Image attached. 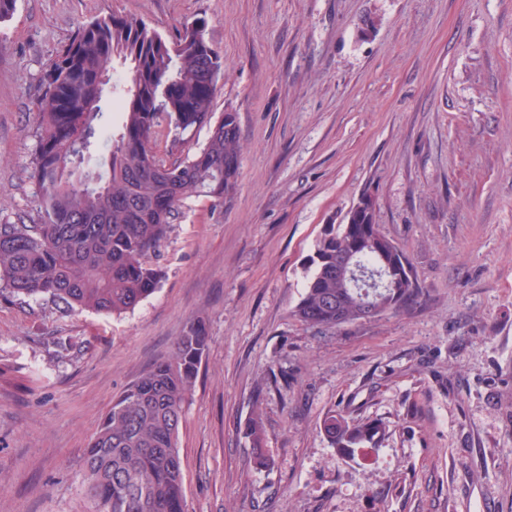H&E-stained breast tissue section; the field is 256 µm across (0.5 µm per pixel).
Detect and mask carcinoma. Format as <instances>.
<instances>
[{"label": "carcinoma", "instance_id": "1", "mask_svg": "<svg viewBox=\"0 0 512 512\" xmlns=\"http://www.w3.org/2000/svg\"><path fill=\"white\" fill-rule=\"evenodd\" d=\"M198 18L167 39L143 19L113 13L80 25L42 77L36 107L37 148L30 166L37 217L0 224V286L18 298H43L59 308L120 315L155 293L163 268L151 261L186 202L204 196L231 203L242 142L238 113L213 118L211 102L224 63ZM127 65L113 85L123 115L118 134L102 123L103 76L114 60ZM166 123L170 151L209 127L206 143L167 162L156 156V129ZM82 151L107 147V169L86 171L79 183L69 164L75 140ZM376 199L365 192L349 224H329L312 259L314 272L295 309L317 330L358 319L360 303L378 314L413 306L422 288L403 249L375 223ZM357 256L367 268L399 263L397 286L362 298L336 274L338 259ZM208 348L202 321L176 338L174 353L147 370L112 401L85 449L82 493L91 512H187L178 448L184 404ZM330 447L355 456L378 447L388 432L379 419L327 414L320 425ZM251 461L269 465L261 416L245 424Z\"/></svg>", "mask_w": 512, "mask_h": 512}]
</instances>
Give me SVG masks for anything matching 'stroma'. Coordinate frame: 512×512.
I'll list each match as a JSON object with an SVG mask.
<instances>
[{
	"mask_svg": "<svg viewBox=\"0 0 512 512\" xmlns=\"http://www.w3.org/2000/svg\"><path fill=\"white\" fill-rule=\"evenodd\" d=\"M112 13L224 57L230 206L187 202L159 290L121 316L0 291V512H88L100 419L194 319L208 336L178 448L188 512H512V0H17L0 24V224L31 221L41 79ZM419 305L319 332L294 314L327 225L363 192ZM267 468L249 462L253 409ZM388 433L349 459L330 412Z\"/></svg>",
	"mask_w": 512,
	"mask_h": 512,
	"instance_id": "stroma-1",
	"label": "stroma"
}]
</instances>
